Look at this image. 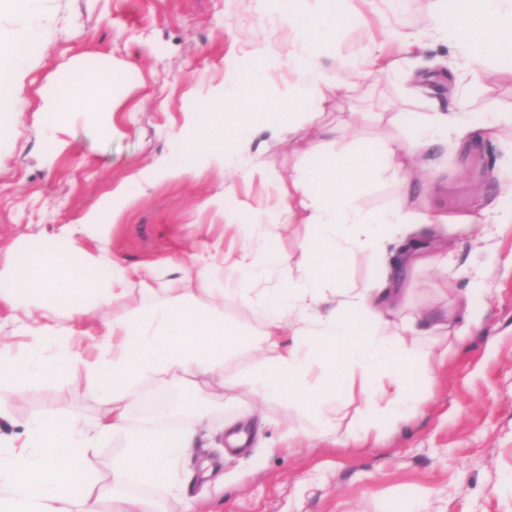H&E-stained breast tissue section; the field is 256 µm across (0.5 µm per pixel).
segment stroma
<instances>
[{
    "label": "stroma",
    "mask_w": 512,
    "mask_h": 512,
    "mask_svg": "<svg viewBox=\"0 0 512 512\" xmlns=\"http://www.w3.org/2000/svg\"><path fill=\"white\" fill-rule=\"evenodd\" d=\"M351 6L362 23H342L323 59L326 81L343 85L334 116L461 106L512 113V61L488 62L480 85H469L457 43L429 25L432 0H352ZM39 7L42 24L23 69L28 106L12 138L0 141V290L11 288L13 270L27 266L46 240L81 227L82 249L108 258L128 276L126 297L72 322L83 350L94 355L108 344L105 324L129 319L159 289L182 288L187 257L202 266L227 250L225 212L236 216L240 244L284 254L295 268L304 262L302 245L316 237V226L266 224L254 232L249 224L254 209L275 206L279 180L298 167L319 172L334 147L313 155L305 143L263 131L234 146L228 169L182 178L155 170L179 159L188 103L225 77L251 74L255 65L244 55L254 42L288 54L293 35L286 24L262 17L255 0H40ZM396 25L420 32V40L409 47L389 40ZM84 58L111 72L114 97L94 112L64 113L55 140H48L41 100L77 76ZM501 135L490 141L475 133L461 144L426 149L438 206L466 212L502 196L503 176L512 177V150L505 146L512 128L503 127ZM257 163L265 176L252 175ZM228 186L233 202L225 208L218 201ZM405 193L385 174L360 187L355 201L380 210L401 203ZM93 213L117 219L88 223ZM452 248L457 267L484 272L475 299L480 321L451 350L434 338L425 342L424 351L439 360L428 369L412 368L424 398L417 415L396 430L377 422L360 447L313 439L292 448L283 432L306 427L309 412L300 403L253 392L250 352L224 366V380L236 386L231 401L217 400L215 382L171 387L144 379L130 413L132 431L198 407L209 409L212 421L183 461L178 489L156 485L148 495L163 512H180L187 499L197 512H512V223L482 246L453 236ZM145 267L156 269L157 280L141 281L136 271ZM447 276L438 265L409 274L402 317L455 308L454 295L439 288ZM209 286L198 304L225 294V322L247 334L261 331L262 305L257 294L238 296V273L216 269ZM36 328L25 308H0V344L12 345L16 354L24 353ZM0 397L3 435L22 433L41 415L91 418L101 408L94 391L61 382L5 378ZM248 405L258 412L241 422L248 444L237 450L228 446L224 426Z\"/></svg>",
    "instance_id": "35a3bbf8"
}]
</instances>
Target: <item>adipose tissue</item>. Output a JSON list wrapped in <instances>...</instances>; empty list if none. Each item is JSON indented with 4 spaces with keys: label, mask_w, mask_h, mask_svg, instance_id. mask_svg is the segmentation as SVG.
Segmentation results:
<instances>
[{
    "label": "adipose tissue",
    "mask_w": 512,
    "mask_h": 512,
    "mask_svg": "<svg viewBox=\"0 0 512 512\" xmlns=\"http://www.w3.org/2000/svg\"><path fill=\"white\" fill-rule=\"evenodd\" d=\"M260 2L294 30L288 65L297 81L285 94H273L277 52L266 43H255L247 56L258 68L247 81H224L189 106L190 125L217 114L222 118L221 133L191 136L180 162L161 167L162 175L179 178L211 167L229 168L234 157L226 143L266 127L271 116L289 115V123L276 130L292 139L318 129L321 140L311 145V152L337 142L341 126L327 120L320 53L336 40L335 7L310 13L304 0ZM434 20L439 31L461 43L475 61L512 57V0H463L452 17L438 12ZM33 43V35L26 33L0 51V133L12 132L24 112L21 62ZM63 89L64 97H47L41 107L51 131L57 127L61 105L92 111L113 95L111 76L89 62L83 63L81 78L65 82ZM508 124L512 125L510 112H426L411 117L412 133L405 140L378 137L373 155L343 147L318 175L295 169L278 185L276 209L259 214L255 222L316 225L319 237L305 246L306 271L268 288L264 281L269 271L287 267L285 256L243 247L222 258L240 273L244 286L260 289L265 327L256 336L227 325L223 306L195 304L196 290L206 287L210 269L190 263L185 267L186 289L177 295L163 293L139 309L134 320L112 323L107 328L111 346L95 357H82L69 325L60 320L61 309L79 301L86 315L125 297L126 276L115 273L111 287H101L98 277L86 270L73 236L64 245L41 251L21 275L19 290L1 291L0 302L16 305L21 293L40 298L43 330L58 332L61 338L51 346L34 340L22 358L10 347H1L0 377L69 384L85 379L104 393L105 408L90 421L60 415L35 418L25 424L19 443L0 437V512H90L92 500L107 502V512H158L155 500L142 495V488L172 481L178 461L193 448L209 414L195 412L169 431L127 436L131 410L139 401L137 382L147 376L180 385L202 377L220 379L228 358L243 350L259 355L251 378L254 392L306 405L311 412L310 436L335 430L344 418L341 397L354 392L361 397L360 415L341 437L346 446L366 443L375 419L398 423L418 413L423 398L411 380L409 365L423 339L447 335L451 319L445 314L419 315L391 325L404 302V275L450 263L438 236L440 227L485 242L496 221L492 215L434 209L421 154L438 142L464 141L476 129L486 137H498ZM383 170L414 187L413 199L382 212L360 208L354 199L357 189ZM362 248L377 250L383 276L363 288L339 287L338 271L350 253ZM363 314L378 322L379 331L364 328L359 320ZM315 368L320 371L319 383L312 386L308 377ZM109 434L127 438L125 452L113 463L112 488L93 478L97 444Z\"/></svg>",
    "instance_id": "adipose-tissue-1"
}]
</instances>
